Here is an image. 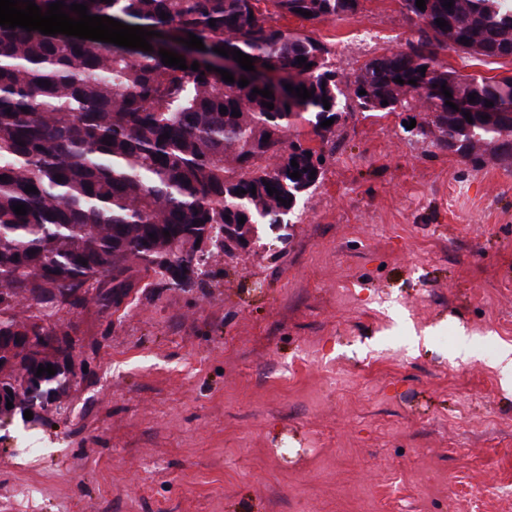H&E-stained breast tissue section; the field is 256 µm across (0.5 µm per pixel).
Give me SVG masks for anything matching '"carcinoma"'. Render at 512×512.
Instances as JSON below:
<instances>
[{"mask_svg": "<svg viewBox=\"0 0 512 512\" xmlns=\"http://www.w3.org/2000/svg\"><path fill=\"white\" fill-rule=\"evenodd\" d=\"M57 1L74 19L69 6L84 4L91 16L160 36L147 38L153 50L146 52L0 26V175L7 176L0 180V336L15 335L17 327L55 332L52 317L91 302L117 312L119 298L130 297L145 276L188 287L207 248L239 243L249 224L283 223L326 162L323 150L290 138L291 131L304 121L327 141L333 127L321 123L341 117V95L363 111L417 112L420 134L433 135L466 161H478L477 152L491 144L503 161H512L501 144L512 128L482 119L512 113V76H463L439 59L448 50L485 62L512 57V0H425L422 10L416 0H401L417 39L368 61L352 80L327 65L324 44L278 20L333 21L356 14L360 0H34L43 13ZM163 12L168 19L160 18ZM438 18L447 26L439 27ZM190 33L205 50L179 42ZM221 46L250 56L255 70L239 67L234 83L222 80L216 69L224 68V56L213 51ZM162 49L177 52L188 69L165 65ZM300 56L312 67L298 64ZM195 61L197 71L189 68ZM242 78L249 80L245 87ZM288 84L305 86L313 97L299 99ZM443 85L452 98L442 94ZM266 87L274 98L252 95ZM266 100L273 109L263 107ZM235 110L241 116H232ZM165 133L169 138H161ZM296 170L298 179L290 177ZM267 182L279 195L268 193ZM28 185L37 192L25 191ZM17 204L26 205V215L15 214ZM227 223L235 228L226 237ZM19 288H59L62 298L44 307ZM26 302L33 312L21 318ZM40 386L48 398L34 402L17 393L10 377L0 379L21 412L46 408L68 381L45 372Z\"/></svg>", "mask_w": 512, "mask_h": 512, "instance_id": "obj_1", "label": "carcinoma"}]
</instances>
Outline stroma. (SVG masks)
<instances>
[{
  "instance_id": "1",
  "label": "stroma",
  "mask_w": 512,
  "mask_h": 512,
  "mask_svg": "<svg viewBox=\"0 0 512 512\" xmlns=\"http://www.w3.org/2000/svg\"><path fill=\"white\" fill-rule=\"evenodd\" d=\"M280 24L350 77L414 37L400 0ZM410 118L350 107L293 215L198 285L54 317L75 377L0 428V505L25 486L32 512H512V166ZM284 436L305 454L281 465Z\"/></svg>"
}]
</instances>
